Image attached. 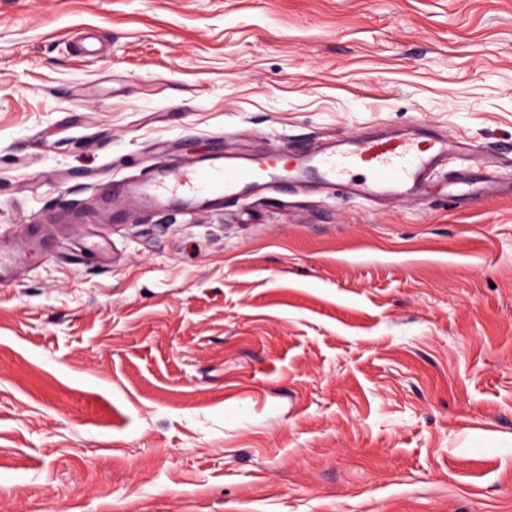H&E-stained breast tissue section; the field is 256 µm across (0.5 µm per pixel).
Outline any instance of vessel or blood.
<instances>
[{
	"mask_svg": "<svg viewBox=\"0 0 512 512\" xmlns=\"http://www.w3.org/2000/svg\"><path fill=\"white\" fill-rule=\"evenodd\" d=\"M461 148L459 140L431 133L339 136L330 148L285 160L218 155L204 162L163 164L151 177L127 185L126 192L160 210L234 199L245 186L265 190L287 180L339 186L363 200L407 197L424 194L433 172Z\"/></svg>",
	"mask_w": 512,
	"mask_h": 512,
	"instance_id": "obj_1",
	"label": "vessel or blood"
}]
</instances>
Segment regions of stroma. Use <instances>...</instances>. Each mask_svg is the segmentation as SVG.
<instances>
[{"mask_svg": "<svg viewBox=\"0 0 512 512\" xmlns=\"http://www.w3.org/2000/svg\"><path fill=\"white\" fill-rule=\"evenodd\" d=\"M416 122L500 191L119 192ZM0 250V512H512V0H0Z\"/></svg>", "mask_w": 512, "mask_h": 512, "instance_id": "stroma-1", "label": "stroma"}]
</instances>
